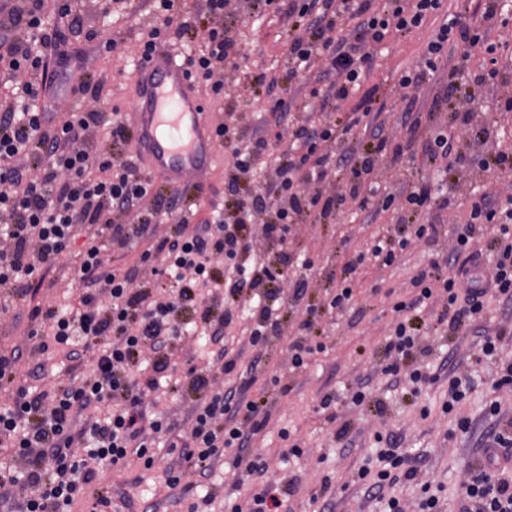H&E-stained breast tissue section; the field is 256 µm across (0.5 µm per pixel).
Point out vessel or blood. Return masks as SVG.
Returning <instances> with one entry per match:
<instances>
[{
    "label": "vessel or blood",
    "instance_id": "b4317fda",
    "mask_svg": "<svg viewBox=\"0 0 512 512\" xmlns=\"http://www.w3.org/2000/svg\"><path fill=\"white\" fill-rule=\"evenodd\" d=\"M138 70L135 117L141 155L156 179L180 186L185 177L201 174L216 157L207 106L195 82L169 51H153L140 60Z\"/></svg>",
    "mask_w": 512,
    "mask_h": 512
}]
</instances>
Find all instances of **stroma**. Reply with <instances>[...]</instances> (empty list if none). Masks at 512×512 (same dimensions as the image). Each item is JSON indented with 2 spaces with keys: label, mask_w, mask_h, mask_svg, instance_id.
<instances>
[{
  "label": "stroma",
  "mask_w": 512,
  "mask_h": 512,
  "mask_svg": "<svg viewBox=\"0 0 512 512\" xmlns=\"http://www.w3.org/2000/svg\"><path fill=\"white\" fill-rule=\"evenodd\" d=\"M73 5L81 12L83 25L66 33L69 66L49 68L53 84L45 96L46 104L56 111L74 105L72 77L88 73L105 83L101 108L118 109L126 123H133V100L139 81L138 39L155 22L153 0H125L124 4L107 7L101 0H74ZM224 25L241 48L235 61L224 65V98L213 100L204 85L199 91L213 121L237 128L249 142L267 132L270 114L267 93L255 91L246 75L259 68L273 73L287 69L288 29L267 18H249L236 9L225 15ZM437 26V20L432 19L426 28L410 36L391 38L387 51L374 57L366 76L364 86L376 88L377 101L384 106L379 120L385 135L393 141H400L407 133L400 77L419 65L425 44ZM90 29L98 31V39L86 40L85 33ZM106 34L118 42L114 52H105L100 46L99 38ZM490 39L498 46L499 75L495 82L476 90L471 108L477 113L494 111L500 99L512 96V22L493 27ZM273 170V164L263 165L252 178L230 187L232 149L227 146L220 149L217 162L203 181L186 178L176 192L159 183L153 189L169 201L172 213L195 203L196 213L190 222L202 224L219 215L235 216L238 200L247 201L261 193ZM427 173V168L410 156L395 162L387 158L372 175L382 190L371 195L366 210H359L355 202L349 201L334 223L305 220L269 239L263 236L261 225L251 226L252 250L247 261L272 269L284 267L289 273L288 280L281 283L277 303L278 329L268 332L262 344L250 345L246 332L254 326L250 310L256 296L247 289L228 291L217 299L213 314L231 318L224 328V344L227 359L235 363L234 370L227 374L214 366L201 353L195 335L181 336L171 351L179 370L192 364L210 371L213 390H236L243 381H250L246 396L265 400L269 421L244 450L226 451L211 477L204 479L193 468H184L181 482L191 486L192 496L179 502L160 482L163 469L172 460L166 448H157L152 470L133 465L124 472L111 473L106 481L113 494L130 496L129 512H187L192 501L205 495L212 498L209 512H230L233 505H246L249 495L265 482L291 487V512H383L378 501L367 498L357 478L359 469L374 454L380 434L396 435L398 454L410 458L417 470L414 480L392 489L405 512H418L425 484L439 491L443 512H451L464 475L481 460L483 435L494 424L486 404L500 401L504 419H512V387L494 386L502 366L512 362V302L492 303L482 319L484 326L502 334L495 357L479 358V339L474 332L451 335L434 328L433 322L443 309L438 300L428 303L421 312L425 322L420 333L423 353L400 360L385 353L384 348L396 320L394 304L410 301L416 295L413 277L429 269L432 261L453 257L455 227L466 221L481 193L502 198L512 195V178H496L482 171L476 158H469L465 166L435 182L439 193L453 202L436 241L411 242L392 265H380L372 255L373 244L380 240L393 246L398 243L397 214L392 209L383 210V189L399 190ZM147 247V242L133 239L125 248L109 249L111 265L117 270L139 266L140 279L146 286H166L167 277L158 272L163 265L161 256L155 254L146 261L141 258ZM352 261L357 262V270L353 276H345V267ZM74 264V255H67L48 274L36 296L38 302L48 304L76 296ZM346 285L353 290L351 302L342 310L330 308L333 296ZM0 302L9 306L8 312L0 313V351L16 345L30 350L34 342L27 335L26 322L20 319L27 313V306L13 304L7 289L0 291ZM309 319L314 322L310 330L304 327ZM306 338L321 343L323 349L313 353L304 367L293 368L288 348ZM393 364L398 365L399 376L389 374ZM421 365L428 367L435 380L417 390L409 374ZM454 376L466 379L469 392L466 400L446 412L442 405L448 399V380ZM359 388L366 399L356 405L351 396ZM328 393L336 396L337 419L333 422L320 408L321 398ZM155 397L157 402L148 406V415L164 413L177 422L180 431H188L196 393L186 387L174 396L159 390ZM463 418L470 422L464 431L458 426ZM342 424L348 425L349 433L340 439L336 429ZM285 431L298 441L303 450L301 457L282 456L281 434ZM240 458L263 463V477H243L236 466ZM239 479L244 485L241 491H233L232 485Z\"/></svg>",
  "instance_id": "obj_1"
}]
</instances>
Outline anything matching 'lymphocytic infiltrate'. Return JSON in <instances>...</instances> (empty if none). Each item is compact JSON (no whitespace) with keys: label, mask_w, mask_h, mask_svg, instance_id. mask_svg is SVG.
<instances>
[{"label":"lymphocytic infiltrate","mask_w":512,"mask_h":512,"mask_svg":"<svg viewBox=\"0 0 512 512\" xmlns=\"http://www.w3.org/2000/svg\"><path fill=\"white\" fill-rule=\"evenodd\" d=\"M204 14L211 20L202 37L205 52L188 57L194 76L209 82L213 94L224 91V62L240 52L237 41L225 30L222 19L230 0H204ZM250 10L273 13L288 21V67L281 74L258 71L251 76L254 89H265L274 99L271 109L292 108L290 93L300 71L326 58L324 76L330 82L321 95L320 109L329 118L321 126L297 125L256 138L247 152H234L238 174L254 171L264 154L276 157L270 194L277 197L273 219H266L263 204L240 210L234 223L219 222L220 236L210 240L206 224L189 228L186 217H178L170 234L157 237L151 219L137 224H117V210L139 207L150 195L153 183L143 174L137 156L128 154L130 131L117 111H104L98 102L103 81L79 79L74 89L81 104L55 115L37 104L50 64L65 65L63 38L58 29L48 27L47 0H17L7 16L0 17V87L11 92L0 97V287H8L16 300H26L36 278L45 276L65 252L83 239L75 276L81 291L79 309L65 311L59 306L33 307L28 312L29 336L38 343L37 353L57 349L69 361L91 358L92 368L80 381L59 384L52 392H33L18 383L16 363L24 352L14 349L0 353V389H12L13 402L0 407V451H9L14 463L0 466V507L5 512H112V488L96 484L101 469L126 468L131 460H141L152 469L156 440L172 433L170 420L148 418L145 397L167 384L170 392L182 389L171 379L169 358L172 342L182 330L173 320L177 309L195 297H217L225 288L250 289L264 295L250 342L258 344L272 327L271 301L277 300L275 279L286 278V270L271 273L268 267L252 269L248 276L226 281L217 273L218 259L235 261L247 252L246 230L262 221L266 236L278 234L281 225L306 218L317 222L335 218L344 198L366 207L360 191L380 158L401 157L412 148L420 119H413L405 142L391 143L381 126L361 124L359 115L339 116L341 101L361 94L362 113H371L374 91L363 90L375 47L388 36L406 37L423 28L438 15L443 0H246ZM500 0H457V10L444 19L426 44L422 65L399 80L403 89L421 87L443 68L449 46H484L494 52L487 21L497 12ZM162 15L142 46L152 52L160 43L185 39L192 30L190 17L176 12V0H158ZM444 102L450 114L449 129L431 135L421 147L423 166L451 171L471 155L472 143H486L487 125H475V114L466 109L473 95L464 88L458 67L448 68ZM110 131L112 148L90 152L86 142L98 127ZM362 127L368 136L363 153L335 155L319 152L323 142H336ZM474 130L475 140L456 139L459 130ZM36 176H29L27 166ZM342 177L347 197L307 192L308 182ZM400 205L401 224H415L413 237H402L407 247L411 238L435 239L437 212L448 208L449 199L435 195L431 186L419 182L399 192L386 193L382 207ZM494 224L498 233L489 243L496 259L489 283L484 288H467L463 280L468 263L479 253L475 239L483 225ZM153 242L161 254L173 284L163 296L153 295L139 280L140 270L112 269L104 254L105 245L124 248L130 239ZM456 256L448 264L432 263L429 270L412 279L417 296L398 302L400 313L388 351L407 357L419 348L422 319L415 311L433 296L446 295L439 317L449 332L473 325L495 299L512 300V197L499 199L486 194L470 210V221L456 237ZM151 361L153 374L143 377L144 361ZM192 391L201 397L189 433L183 437L176 465L162 473L165 486L179 488L181 465L209 475L215 462L231 448L244 447L249 436L266 424L258 402L234 406L233 393L213 392L209 377L193 375ZM492 460L472 471L462 481L457 512H512V432L492 431ZM387 468L377 472L361 469L368 497L385 488L414 480L416 470L405 467L394 450L381 452ZM94 492H87V485Z\"/></svg>","instance_id":"lymphocytic-infiltrate-1"}]
</instances>
